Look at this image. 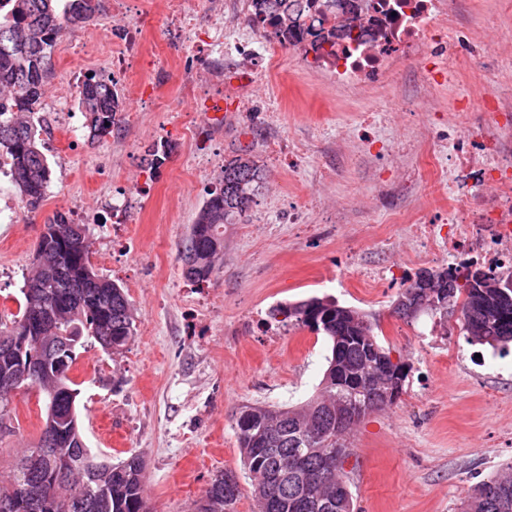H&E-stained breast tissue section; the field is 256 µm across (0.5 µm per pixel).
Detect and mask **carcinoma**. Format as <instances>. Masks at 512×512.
I'll return each instance as SVG.
<instances>
[{"label":"carcinoma","mask_w":512,"mask_h":512,"mask_svg":"<svg viewBox=\"0 0 512 512\" xmlns=\"http://www.w3.org/2000/svg\"><path fill=\"white\" fill-rule=\"evenodd\" d=\"M9 9L0 13V166L8 167L12 182L35 209L47 196L52 170L41 150L40 133L31 121L43 108L49 78L48 61L61 34L74 32L92 20L99 0H0ZM253 20L284 37L300 39L310 29L288 14L286 0H255ZM84 112L88 139L112 136L122 106L116 85L103 75L84 77L77 92ZM221 187L209 193L179 251L184 278L200 285L213 274L222 253L226 224H239L262 189L261 166L244 152L224 161ZM38 249L43 260L32 266L18 298V313L0 317V337H29L26 350L60 338L76 352L83 337L101 342L112 337L118 353L134 336V316L124 289L100 275L90 259L87 225L74 224L56 214L45 224ZM444 287L452 307L461 312V329L475 344L503 350L512 344V290L499 287L498 274L470 263L463 269H420L408 278L399 299L408 298L421 275ZM36 288V297L26 289ZM270 317L325 337L330 354L319 392L300 406L244 404L235 413L233 429L257 512H354L353 496L336 472V453L351 445L339 442L361 418L394 404L389 390L402 391L411 369L392 362L378 343L374 324L355 307L331 296L279 304ZM20 360L0 353V377L15 374ZM43 396L44 424L54 423L61 435L39 467L26 466L33 450L26 448L0 471V512H33L31 499L49 495L55 512H71L69 504L81 499L84 512H149L144 490L142 459L132 455L110 469L85 468L78 460L82 439L76 401L80 394L68 369L51 362L38 383ZM342 398L362 412L336 417V399ZM240 485L236 475L222 472L211 481L197 512H236ZM460 512H512V466L478 483Z\"/></svg>","instance_id":"cac0c4a2"}]
</instances>
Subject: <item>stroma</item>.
Returning a JSON list of instances; mask_svg holds the SVG:
<instances>
[{"instance_id": "stroma-1", "label": "stroma", "mask_w": 512, "mask_h": 512, "mask_svg": "<svg viewBox=\"0 0 512 512\" xmlns=\"http://www.w3.org/2000/svg\"><path fill=\"white\" fill-rule=\"evenodd\" d=\"M470 27L485 44L512 30L505 0H471ZM103 72L101 57H73L54 48L47 94L66 82L71 68ZM172 112H138L124 132L90 142L82 112L76 134L58 142L51 113L39 115L41 137L54 165L46 200L29 209L9 179L0 190L15 211L0 213V315L17 313L16 300L36 255L45 223L68 199L81 207L90 232L91 262L125 288L135 334L121 354L86 339L77 350L72 378L82 434L91 453L118 462L139 455L145 466L150 512H195L214 475H238L236 512H256L244 475L233 416L246 402L296 405L312 396L325 369L327 345L306 329L269 321L277 304L331 296L356 307L377 324L381 344L411 371L396 402L364 418L352 437L346 471L359 512H459L473 487L512 463V353L467 341L449 313L453 335L427 316L395 311L400 287L369 292L329 284L337 269L354 276L347 256L379 267L399 264L412 249L396 216L408 208L429 214L447 206L428 170L432 130L448 123V99L418 87L414 70L392 83L355 95L328 85L320 72L283 63L271 90L282 104L279 136L307 146L299 171L271 163L265 132L225 114L205 130L200 144L171 141V154L148 172L146 149L174 132L193 105L177 83L163 86ZM381 110L388 150L398 164L372 156L349 137L366 112ZM218 159L249 152L267 176V187L245 224L224 227V255L210 280L191 284L182 275L178 248L203 201L218 182L200 175L199 146ZM332 172L322 183V169ZM416 178V200L396 187ZM145 189L135 223L112 221V189ZM306 200L307 221L281 219L288 203ZM393 241L391 252L382 239ZM9 434L0 435V467L35 445L42 427L32 390L13 397Z\"/></svg>"}]
</instances>
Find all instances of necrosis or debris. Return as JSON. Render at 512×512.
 <instances>
[{
    "label": "necrosis or debris",
    "instance_id": "1",
    "mask_svg": "<svg viewBox=\"0 0 512 512\" xmlns=\"http://www.w3.org/2000/svg\"><path fill=\"white\" fill-rule=\"evenodd\" d=\"M110 4L111 38L102 39L99 27L84 29L70 37L71 55L100 49L113 80L124 86L140 75L153 89L144 101L150 110L173 111L155 91L174 75L195 102L221 97L247 121L268 127L278 126L280 108L266 99L265 87L278 80L287 54L318 69L328 84L356 91L409 67L425 85L452 87L463 66L484 69L491 56L512 55V35L489 47L453 24L459 0H340L321 15L299 0L314 26L345 20L351 37L332 45L264 33L243 0H164L160 48L153 53L144 48L140 0ZM500 113L512 114V93L490 77L478 95L449 100L448 126L433 141L438 180L450 189L448 206L425 218L401 216L415 259L441 258L453 267L471 262L489 271L512 265V140L495 120Z\"/></svg>",
    "mask_w": 512,
    "mask_h": 512
}]
</instances>
